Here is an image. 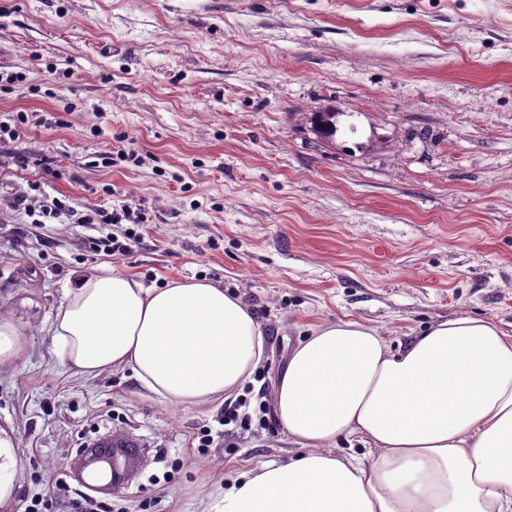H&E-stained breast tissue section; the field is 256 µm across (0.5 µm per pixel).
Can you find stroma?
<instances>
[{
	"label": "stroma",
	"instance_id": "35a3bbf8",
	"mask_svg": "<svg viewBox=\"0 0 512 512\" xmlns=\"http://www.w3.org/2000/svg\"><path fill=\"white\" fill-rule=\"evenodd\" d=\"M0 73V125L28 118L0 140V313L24 340L0 366L19 457L6 512L51 475L69 486L52 512H208L225 480L301 447L273 419L206 448L193 434L256 403L318 324L396 346L467 313L512 336V0H0ZM317 112L336 113L331 140ZM61 204L127 214L74 224ZM129 229L126 253L97 249ZM103 270L239 296L263 372L188 407L128 369L75 375L52 325L74 279ZM107 434L143 457L111 492L78 475Z\"/></svg>",
	"mask_w": 512,
	"mask_h": 512
}]
</instances>
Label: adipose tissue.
Segmentation results:
<instances>
[{"instance_id": "ef3b65f1", "label": "adipose tissue", "mask_w": 512, "mask_h": 512, "mask_svg": "<svg viewBox=\"0 0 512 512\" xmlns=\"http://www.w3.org/2000/svg\"><path fill=\"white\" fill-rule=\"evenodd\" d=\"M60 356L87 379L132 369L198 406L238 393L265 354L254 311L207 280L146 288L80 276L54 319ZM274 416L303 448L231 480L213 512H512V336L459 315L398 349L355 320L290 351ZM365 455H339L337 439Z\"/></svg>"}]
</instances>
